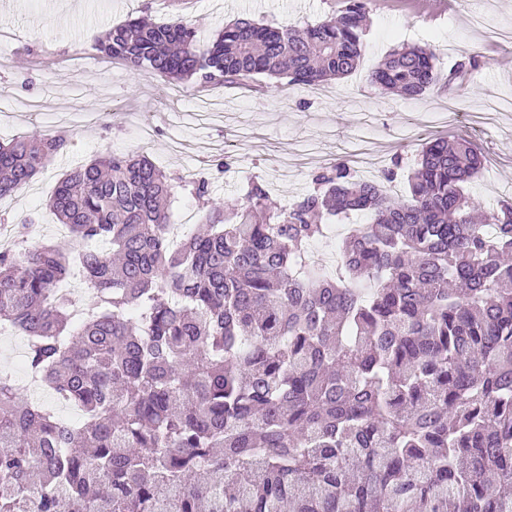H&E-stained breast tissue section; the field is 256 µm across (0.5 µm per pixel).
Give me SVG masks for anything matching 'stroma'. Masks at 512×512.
<instances>
[{
    "label": "stroma",
    "mask_w": 512,
    "mask_h": 512,
    "mask_svg": "<svg viewBox=\"0 0 512 512\" xmlns=\"http://www.w3.org/2000/svg\"><path fill=\"white\" fill-rule=\"evenodd\" d=\"M337 0H189L173 11L165 0H0V26L19 36L0 50V144L22 135L66 133L69 145L13 198L0 200V218L30 217L27 246L71 245L58 235L47 202L62 175L105 151L144 154L174 178L172 212L191 205L196 222L213 207H241L250 181L267 190L278 207L290 208L312 191L315 174L382 150L370 179L384 180L404 195L407 171L437 133L430 112L447 102L446 134L470 141L484 167L468 184L488 209L512 202V43L492 40L499 26L512 27V0H381L370 16L365 51L351 76L313 89L286 79L258 78L246 85L199 91L122 64L109 67L95 42L128 16L158 20L173 15L193 24L200 37L224 23L250 19L273 26L323 20ZM427 46L448 75L470 56L480 58L463 84L436 87L418 99L378 91L369 75L392 50ZM85 64L67 72L70 58ZM232 166H225V158ZM209 182L198 201L182 181L185 170ZM392 171L384 179V171Z\"/></svg>",
    "instance_id": "stroma-1"
}]
</instances>
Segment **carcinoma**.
<instances>
[{
    "instance_id": "1",
    "label": "carcinoma",
    "mask_w": 512,
    "mask_h": 512,
    "mask_svg": "<svg viewBox=\"0 0 512 512\" xmlns=\"http://www.w3.org/2000/svg\"><path fill=\"white\" fill-rule=\"evenodd\" d=\"M376 4L212 39L130 17L95 49L195 87L317 86L357 71ZM476 64L443 78L431 51L401 47L370 82L413 99ZM68 144L0 145V200ZM482 167L444 136L402 197L338 164L275 211L253 181L242 219L217 207L176 247L174 177L110 151L71 168L49 208L81 248L1 249L0 327L83 420L0 376V512H512V203L473 201ZM352 211L371 223L342 238L341 276L297 273L324 221ZM76 267L96 295L81 317L59 290Z\"/></svg>"
}]
</instances>
